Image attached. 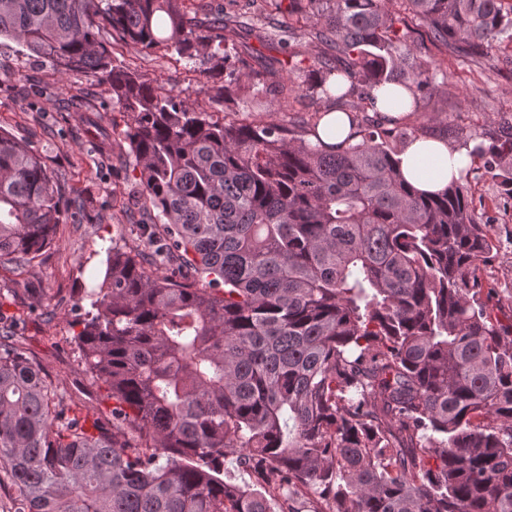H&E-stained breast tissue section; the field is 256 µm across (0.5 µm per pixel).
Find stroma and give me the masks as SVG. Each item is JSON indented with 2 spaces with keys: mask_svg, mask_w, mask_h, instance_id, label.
<instances>
[{
  "mask_svg": "<svg viewBox=\"0 0 512 512\" xmlns=\"http://www.w3.org/2000/svg\"><path fill=\"white\" fill-rule=\"evenodd\" d=\"M415 53L440 64L439 91L419 112L404 119L407 127L425 126L430 135L455 140L457 131L482 137L495 122L512 120V72L492 62L463 59L439 52L426 28L413 34ZM115 64L137 72L144 80L161 83L187 103L203 101L199 70L204 58L188 62L172 53L114 45ZM277 48L258 47L230 56L228 74L242 84L239 96L208 104L226 119H242L270 108L274 121L298 125L314 107L310 100L271 103L264 92L248 87V76L269 60L282 58ZM75 106L93 109L98 132L109 139L114 154L104 155L72 125ZM126 119L113 102L109 86L94 79L63 76L35 62L26 49L0 40V131L31 147L68 199L85 202L84 212H66L53 244L28 263L0 257V321L15 328L21 346L42 367L76 413L104 416L113 400L109 387L92 377L77 346L79 312L84 289L102 281L103 250L124 246L136 209L129 196L137 160L125 138ZM473 214L484 224L494 244L481 267L484 288L492 289L490 306L502 324H512V199L504 197L491 174L475 165L469 178Z\"/></svg>",
  "mask_w": 512,
  "mask_h": 512,
  "instance_id": "35a3bbf8",
  "label": "stroma"
}]
</instances>
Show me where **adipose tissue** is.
I'll return each mask as SVG.
<instances>
[{
  "instance_id": "adipose-tissue-1",
  "label": "adipose tissue",
  "mask_w": 512,
  "mask_h": 512,
  "mask_svg": "<svg viewBox=\"0 0 512 512\" xmlns=\"http://www.w3.org/2000/svg\"><path fill=\"white\" fill-rule=\"evenodd\" d=\"M406 181L418 192L435 195L459 178L471 163L468 148L441 138L418 137L398 156Z\"/></svg>"
}]
</instances>
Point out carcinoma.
Returning a JSON list of instances; mask_svg holds the SVG:
<instances>
[{"mask_svg": "<svg viewBox=\"0 0 512 512\" xmlns=\"http://www.w3.org/2000/svg\"><path fill=\"white\" fill-rule=\"evenodd\" d=\"M460 56L512 69V0H401ZM387 0H290L282 18L190 10L185 0H0V38L55 71L106 81L127 116L133 195L163 220L106 250L77 305L86 368L112 420L69 415L42 369L0 335V512H512V327L478 271L493 249L468 175L436 197L406 184L377 92L412 110L436 90ZM277 36L288 63L254 72L288 98L306 44L311 93L332 107L306 126L216 119L111 58L112 40L224 72L226 45ZM347 113L348 145L318 137ZM390 127H384V124ZM470 155L512 198V122ZM53 177L0 132V254L30 262L62 210ZM131 428L145 439L120 438ZM259 476L224 480V458Z\"/></svg>", "mask_w": 512, "mask_h": 512, "instance_id": "cac0c4a2", "label": "carcinoma"}]
</instances>
